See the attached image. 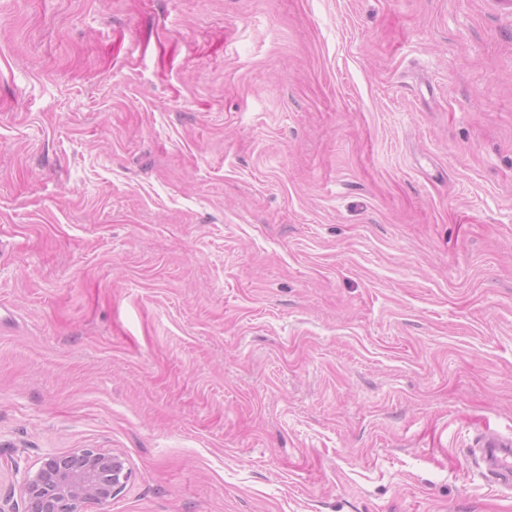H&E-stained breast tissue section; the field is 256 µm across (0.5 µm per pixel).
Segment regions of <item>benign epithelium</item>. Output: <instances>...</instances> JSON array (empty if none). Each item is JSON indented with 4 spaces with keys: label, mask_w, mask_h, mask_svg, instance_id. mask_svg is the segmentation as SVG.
<instances>
[{
    "label": "benign epithelium",
    "mask_w": 512,
    "mask_h": 512,
    "mask_svg": "<svg viewBox=\"0 0 512 512\" xmlns=\"http://www.w3.org/2000/svg\"><path fill=\"white\" fill-rule=\"evenodd\" d=\"M24 512H106L131 478L118 455L99 448L48 452L37 468H15Z\"/></svg>",
    "instance_id": "benign-epithelium-1"
}]
</instances>
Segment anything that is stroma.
<instances>
[{
	"mask_svg": "<svg viewBox=\"0 0 512 512\" xmlns=\"http://www.w3.org/2000/svg\"><path fill=\"white\" fill-rule=\"evenodd\" d=\"M512 6L0 0V502L512 512ZM483 458L493 482L504 490L512 489V439H502L495 433L484 434L479 440ZM24 512H106L112 498L131 478L125 461L99 448L48 452L33 470L15 467ZM19 476V477H18Z\"/></svg>",
	"mask_w": 512,
	"mask_h": 512,
	"instance_id": "stroma-1",
	"label": "stroma"
}]
</instances>
